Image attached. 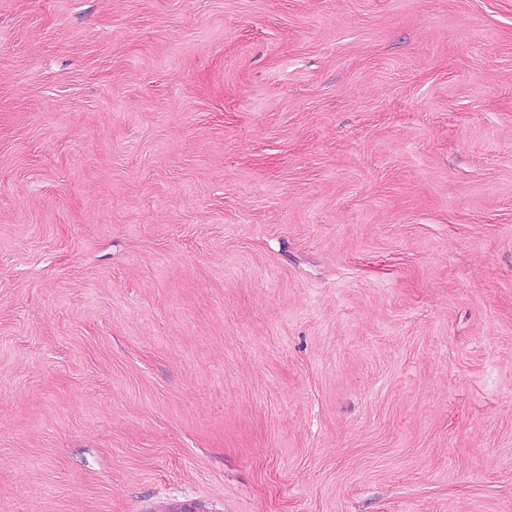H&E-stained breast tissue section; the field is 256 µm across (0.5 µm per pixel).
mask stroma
<instances>
[{"instance_id":"1","label":"stroma","mask_w":512,"mask_h":512,"mask_svg":"<svg viewBox=\"0 0 512 512\" xmlns=\"http://www.w3.org/2000/svg\"><path fill=\"white\" fill-rule=\"evenodd\" d=\"M512 512V0H0V512Z\"/></svg>"}]
</instances>
